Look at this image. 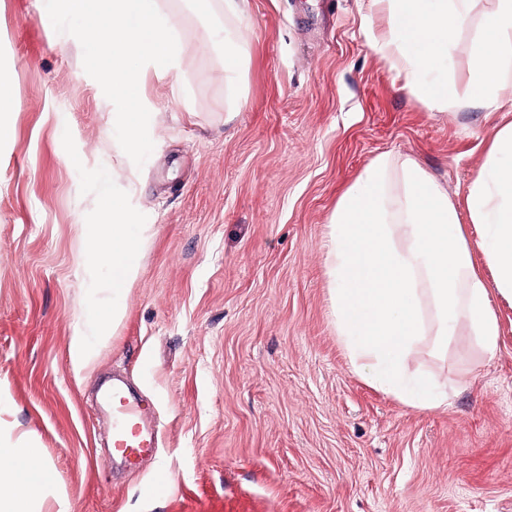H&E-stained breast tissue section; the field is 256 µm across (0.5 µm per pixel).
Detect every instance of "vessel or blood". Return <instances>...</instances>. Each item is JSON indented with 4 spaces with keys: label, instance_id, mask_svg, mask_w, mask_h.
Wrapping results in <instances>:
<instances>
[{
    "label": "vessel or blood",
    "instance_id": "1",
    "mask_svg": "<svg viewBox=\"0 0 512 512\" xmlns=\"http://www.w3.org/2000/svg\"><path fill=\"white\" fill-rule=\"evenodd\" d=\"M100 405L112 415V450L129 466L157 451L156 438L146 426L141 406L120 381L106 384L100 391Z\"/></svg>",
    "mask_w": 512,
    "mask_h": 512
}]
</instances>
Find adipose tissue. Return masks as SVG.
Listing matches in <instances>:
<instances>
[{
    "mask_svg": "<svg viewBox=\"0 0 512 512\" xmlns=\"http://www.w3.org/2000/svg\"><path fill=\"white\" fill-rule=\"evenodd\" d=\"M224 22V91L228 115L240 108L236 95L246 57L240 26L247 0H208ZM472 0H367L369 16L387 28L373 35L371 49L392 57L397 77L432 112L447 109L448 48ZM488 32L469 71L470 94L460 109H492L512 98V0H490ZM469 219L479 230L470 242L458 211L436 179L414 160L378 156L338 199L324 235L325 273L336 332L352 369L367 383L403 404L437 410L448 406L445 384L409 373L421 337L436 349L451 339H471L494 358L500 325L491 293L512 301V123L496 133L466 197ZM151 230L147 224L101 223L104 247L93 255L107 265L105 289L120 297L134 281L137 258ZM493 273L485 282L475 253ZM120 304L96 308V332L71 338L73 362L92 364L111 340ZM53 477L30 439L0 443V512H35Z\"/></svg>",
    "mask_w": 512,
    "mask_h": 512,
    "instance_id": "adipose-tissue-1",
    "label": "adipose tissue"
}]
</instances>
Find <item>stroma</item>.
I'll return each mask as SVG.
<instances>
[{"label":"stroma","mask_w":512,"mask_h":512,"mask_svg":"<svg viewBox=\"0 0 512 512\" xmlns=\"http://www.w3.org/2000/svg\"><path fill=\"white\" fill-rule=\"evenodd\" d=\"M193 63L174 92L148 71L154 148L135 165L115 107L43 21L44 0H0V438L29 437L54 476L41 512H512V302L493 297V359L467 337H424L411 368L448 385L421 410L356 374L336 334L324 233L336 202L382 154L432 174L467 222L466 196L500 109L426 110L368 46L385 19L364 0H248L240 98L224 118V67L203 0H163ZM476 0L450 47L452 97L486 40ZM118 206L147 224L124 315L93 364L88 328L109 270L89 255ZM470 240L478 231L468 224ZM119 374L154 404L158 455L112 458L95 390ZM165 470L163 495L150 494Z\"/></svg>","instance_id":"obj_1"}]
</instances>
